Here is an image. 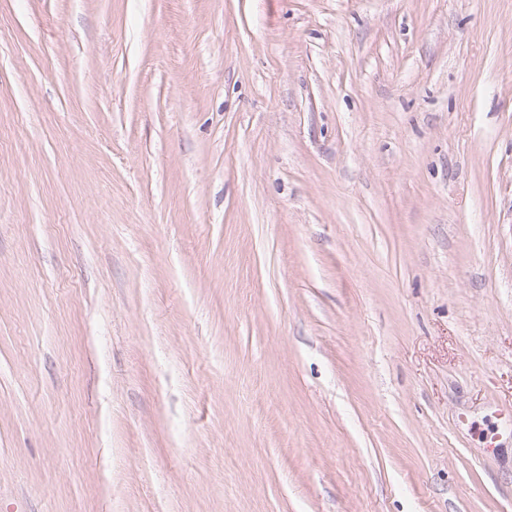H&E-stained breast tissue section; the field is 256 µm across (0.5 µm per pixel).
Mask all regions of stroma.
Segmentation results:
<instances>
[{"instance_id": "stroma-1", "label": "stroma", "mask_w": 512, "mask_h": 512, "mask_svg": "<svg viewBox=\"0 0 512 512\" xmlns=\"http://www.w3.org/2000/svg\"><path fill=\"white\" fill-rule=\"evenodd\" d=\"M0 512H512V0H0Z\"/></svg>"}]
</instances>
